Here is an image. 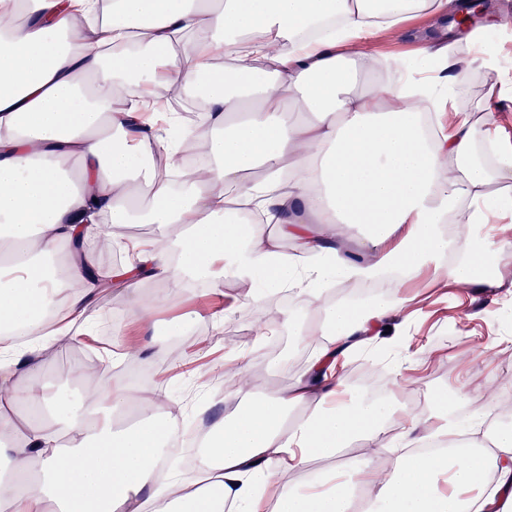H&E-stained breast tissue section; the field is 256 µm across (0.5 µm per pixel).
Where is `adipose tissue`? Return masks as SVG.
I'll return each mask as SVG.
<instances>
[{
    "instance_id": "ef3b65f1",
    "label": "adipose tissue",
    "mask_w": 512,
    "mask_h": 512,
    "mask_svg": "<svg viewBox=\"0 0 512 512\" xmlns=\"http://www.w3.org/2000/svg\"><path fill=\"white\" fill-rule=\"evenodd\" d=\"M453 2L22 0V13L0 11V244L11 253L0 264V512H141L146 501L154 512H512L511 423L490 451L423 450L477 431L485 411L465 387L434 393L414 414L396 398L408 380L373 399L334 373L426 270L463 284L512 261V236L481 232L512 217V195L486 190L491 179L512 181V149L467 114L448 128L436 120L468 70L423 55L425 70L448 72L443 96L395 69L374 79L379 59L348 52L420 11L447 15ZM82 17L99 18L96 44L82 41ZM132 86L201 95L206 177L179 169L178 140L155 136L141 101L126 95ZM294 101L310 120L287 119ZM159 149L180 170V188L155 167ZM127 224L158 233L129 239ZM348 228L360 232L363 259L348 255ZM99 238L126 261L100 267ZM229 274L266 295L303 297L316 320L295 336L315 351L290 389H236L198 454L207 486L188 494L166 459L179 428L165 393L119 378L78 393L44 384L16 330L40 347L68 339L105 288L148 327L158 301L141 294L143 279L165 284L173 300L187 281L215 285ZM386 275L392 293L329 296ZM132 405L153 413L115 429L114 414ZM387 439L398 456L382 476L371 457ZM354 446L371 456L342 462ZM311 460L330 466L290 482ZM364 485L374 491L366 507L356 497Z\"/></svg>"
}]
</instances>
